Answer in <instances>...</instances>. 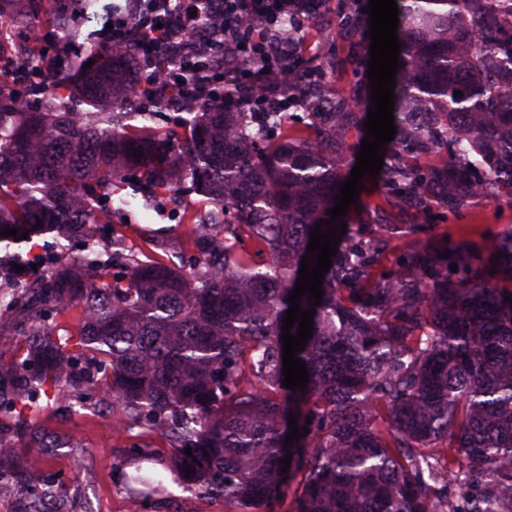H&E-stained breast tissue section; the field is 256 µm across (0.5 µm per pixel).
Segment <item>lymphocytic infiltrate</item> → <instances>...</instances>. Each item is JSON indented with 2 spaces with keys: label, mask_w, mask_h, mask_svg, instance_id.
Instances as JSON below:
<instances>
[{
  "label": "lymphocytic infiltrate",
  "mask_w": 512,
  "mask_h": 512,
  "mask_svg": "<svg viewBox=\"0 0 512 512\" xmlns=\"http://www.w3.org/2000/svg\"><path fill=\"white\" fill-rule=\"evenodd\" d=\"M300 9L297 0H125L98 38L117 48L134 41L141 86L161 91L173 111H183L194 96L217 100L244 90L263 105L267 99L257 90L255 73L282 74L289 61L305 59L302 41H294L284 55L272 37ZM215 21L224 27L222 42L183 53L185 36L204 32ZM165 54L174 55V66L163 64Z\"/></svg>",
  "instance_id": "1"
}]
</instances>
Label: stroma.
I'll return each mask as SVG.
<instances>
[{"mask_svg": "<svg viewBox=\"0 0 512 512\" xmlns=\"http://www.w3.org/2000/svg\"><path fill=\"white\" fill-rule=\"evenodd\" d=\"M339 0H326L320 16L306 25L301 33L308 47L307 57L318 63L322 79V93L331 94L343 86L362 96H369V42H361L345 33L339 12ZM363 188L357 206L349 207L346 223L394 224L405 228L412 224L426 225L420 233L421 241H439L440 231L449 237H463L473 242L480 256H487L492 241L512 232V201L500 198H470L460 211L448 209L436 187H429L421 206L411 204L392 205L387 200L382 180L363 177ZM170 227L166 241L168 255L179 254L186 240L194 231L193 224L172 222L171 218L156 217L124 227L122 233L128 250L136 252L143 246L146 228ZM41 421L49 430L64 435L68 447L58 449L49 466L60 478L71 473L70 460L73 452L83 456L82 498L76 506L81 512H131L130 501L122 487L120 461L123 450L133 443L146 444L164 449L165 441L152 431L136 428L123 431L118 418H105L84 410L68 422H59L50 413H42ZM141 512H225L223 500H202L185 491L181 486L168 484L167 493L158 500L145 504Z\"/></svg>", "mask_w": 512, "mask_h": 512, "instance_id": "35a3bbf8", "label": "stroma"}]
</instances>
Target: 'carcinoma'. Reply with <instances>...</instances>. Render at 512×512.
<instances>
[{
  "mask_svg": "<svg viewBox=\"0 0 512 512\" xmlns=\"http://www.w3.org/2000/svg\"><path fill=\"white\" fill-rule=\"evenodd\" d=\"M14 2L0 46L35 25L45 38L25 37L19 73L38 107L0 88V232L18 230L0 235V281L14 284L0 310L17 319L11 357L0 355V495L26 500L27 512H72L83 465L66 481L46 472L48 449L67 441L37 416L65 422L99 394L96 405L122 409L123 429L167 440L172 480L233 512L270 508L293 485L294 512H512V233L494 242V263L462 244L410 243L396 273L378 270V233L393 226L347 225L322 303L300 301L315 308L296 354L309 382L286 388L287 299L310 233L337 227L317 222L331 219L360 152L349 137L366 124L359 98L320 100L308 113L314 141L226 98L199 100L160 131L162 104L137 91L110 47L62 64L44 88L46 39L75 36L64 0L46 14L42 0ZM396 2L388 148L450 153L445 169L387 168L391 200L421 198L434 180L454 210L512 193V0ZM344 27L365 39L356 12ZM303 77L279 76V93L295 94ZM183 187L211 209L190 216L180 263L166 256L168 227L146 236V260L126 254L120 228ZM123 188L129 206L114 211L107 197ZM36 237L51 255L36 252ZM291 412L301 437L288 446ZM128 455L130 502L163 495L144 468L155 451L133 444Z\"/></svg>",
  "mask_w": 512,
  "mask_h": 512,
  "instance_id": "1",
  "label": "carcinoma"
}]
</instances>
